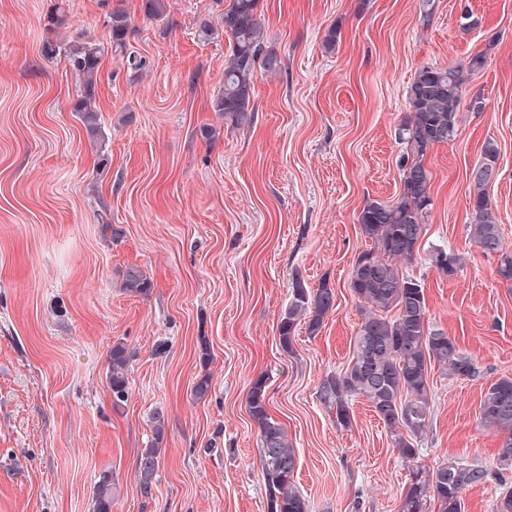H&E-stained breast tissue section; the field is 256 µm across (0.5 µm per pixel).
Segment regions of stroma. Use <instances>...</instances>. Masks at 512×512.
<instances>
[{"mask_svg":"<svg viewBox=\"0 0 512 512\" xmlns=\"http://www.w3.org/2000/svg\"><path fill=\"white\" fill-rule=\"evenodd\" d=\"M464 4L479 21L470 30L459 25ZM115 8L149 68L134 81L123 58H104L102 169L73 110L75 79L41 47L108 42ZM57 10L63 23L50 25ZM219 14L214 0H171L159 22L142 0H0V512H94L106 470L112 512H267L247 403L260 377L299 455L295 486L309 512H399L412 461L366 398H352L342 427L319 393L350 360L360 324L349 271L370 241L358 214L400 193L406 90L420 68L476 53L485 64L466 95L483 107L461 105L456 137L426 159L431 213L403 270L424 280L432 326L479 369L469 380L434 366L420 461L496 465L501 438L480 426L479 404L491 382L512 377V283L470 238L468 190L495 142L489 196L512 247V0H436L427 20L419 0H259L264 48L283 70L256 74L241 125L212 110L228 38L198 30ZM435 245L462 257L455 278L429 264ZM130 265L151 279L148 294L124 290ZM297 279L329 283L336 308L318 333L299 329L288 354L278 323ZM117 342L133 356L119 406L106 378ZM158 409L167 431L147 497L135 468ZM511 492L507 471L466 490L462 512H495ZM114 485L110 472L105 471L100 475L95 487V512H112V500L116 492Z\"/></svg>","mask_w":512,"mask_h":512,"instance_id":"35a3bbf8","label":"stroma"}]
</instances>
